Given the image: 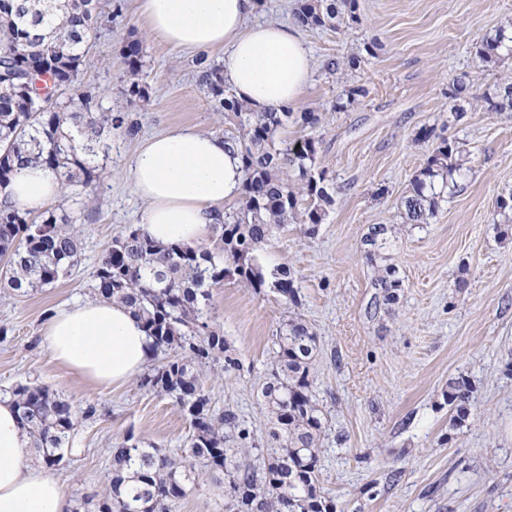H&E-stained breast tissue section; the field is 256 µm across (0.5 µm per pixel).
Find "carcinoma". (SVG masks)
Wrapping results in <instances>:
<instances>
[{"label": "carcinoma", "instance_id": "cac0c4a2", "mask_svg": "<svg viewBox=\"0 0 512 512\" xmlns=\"http://www.w3.org/2000/svg\"><path fill=\"white\" fill-rule=\"evenodd\" d=\"M99 0H0V188L29 162L48 168L63 187L94 189L102 168L99 153L112 150V130L125 124L103 108L79 82L86 56L97 39ZM296 22L311 29L339 30L362 23L359 0H295ZM146 48L128 38L120 52V69L131 100L147 98L142 84ZM512 57V37L501 29L473 47V60L491 68ZM199 80L214 108L233 114L240 134L225 138L236 151L244 173L242 202L224 212L222 255L183 245L161 246L139 227L112 242L95 271L97 295L123 303L142 321L151 349L168 359L145 375L141 386L168 397L189 419L185 457H171L129 435L112 446V477L95 512H173L197 484L196 467L224 476L226 512H332L320 495L316 475L325 417L313 395L310 366L317 336L298 316L276 332L275 360L261 388L270 427L257 445L230 410L215 412L201 379V368L223 363L240 367L224 335L210 325L208 287L226 278L259 292L271 289L293 306L300 296L294 271L281 264L263 272L257 246L290 224H304L313 235L334 203L331 183L317 167L320 140L305 134L284 144L278 134L289 120L303 128L318 123L314 112L286 109L256 112L224 84L222 69L199 60ZM468 74L453 79L448 96L456 101L454 120L465 112ZM365 90L353 87L336 99L345 112ZM490 112H512V83L483 94ZM415 141L434 143L432 154L414 176L403 200L406 223L428 224L448 185L461 187L465 177L458 142L422 127ZM289 171L286 178L280 176ZM387 227H371L363 240L373 262L389 242ZM81 240L69 220L53 211L32 216L0 205V284L25 296L51 287L71 274L81 254ZM402 285L393 267L373 281L382 302L395 303ZM20 410L21 425L34 448L52 467L63 460L79 420L92 417V405L76 407L47 385L19 383L8 391ZM472 386L462 377L448 381L446 399L453 425L471 412Z\"/></svg>", "mask_w": 512, "mask_h": 512}]
</instances>
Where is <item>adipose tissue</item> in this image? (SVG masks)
<instances>
[{"label": "adipose tissue", "instance_id": "adipose-tissue-1", "mask_svg": "<svg viewBox=\"0 0 512 512\" xmlns=\"http://www.w3.org/2000/svg\"><path fill=\"white\" fill-rule=\"evenodd\" d=\"M258 7L259 0H138L151 37L190 53L223 49L224 82L236 96L259 111L279 110L301 99L312 58L295 26L252 22ZM128 176L146 204L141 227L163 246H199L243 183L241 162L223 137L190 128L146 140ZM61 194L50 170L32 166L0 190V203L35 213ZM41 344L69 371L100 385L128 381L151 356L131 310L103 299L57 311ZM29 444L14 404L0 399V512H69L59 479L29 463Z\"/></svg>", "mask_w": 512, "mask_h": 512}]
</instances>
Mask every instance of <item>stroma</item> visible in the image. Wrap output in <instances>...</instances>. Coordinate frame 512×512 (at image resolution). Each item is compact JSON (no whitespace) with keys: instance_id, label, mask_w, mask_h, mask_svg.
Wrapping results in <instances>:
<instances>
[{"instance_id":"stroma-1","label":"stroma","mask_w":512,"mask_h":512,"mask_svg":"<svg viewBox=\"0 0 512 512\" xmlns=\"http://www.w3.org/2000/svg\"><path fill=\"white\" fill-rule=\"evenodd\" d=\"M360 25L304 29L313 72L299 112L320 121L312 134L317 165L336 192L315 234L289 225L261 244L265 270L288 264L297 278L296 310L316 334L310 371L325 415L318 483L335 512H512V233L492 216L512 196V112H489L481 97L512 80V64L475 68L471 46L512 23V0H359ZM98 38L79 75L104 108L135 123L134 135L112 134L96 191L68 192L53 204L75 220L82 250L71 275L26 296L0 288V389L43 383L75 405H95L80 420L73 449L54 467L72 505L89 500L112 476V446L126 433L170 455H184L187 417L171 399L132 377L119 387L88 383L42 347L40 331L63 305L94 295L93 273L113 240L138 226L144 208L126 176L147 138L172 128L219 136L237 134L199 84L197 55L151 39L136 0H100ZM146 47L148 97L130 101L118 64L127 37ZM373 54H366V45ZM357 58L331 75L330 57ZM469 73L472 99L463 117L448 85ZM362 87L366 97L336 111L339 94ZM443 128L466 149L460 193L442 202L427 224H408L400 202L432 146L415 142L423 126ZM387 225L391 247L368 264L363 240ZM395 267L399 299L375 305L377 269ZM210 322L241 366L204 368L212 409L234 410L264 436L269 414L260 389L275 352L274 336L288 306L272 292L256 293L229 279L210 287ZM473 387L472 412L453 426L448 381ZM175 512H224V489L201 473L196 491Z\"/></svg>"}]
</instances>
